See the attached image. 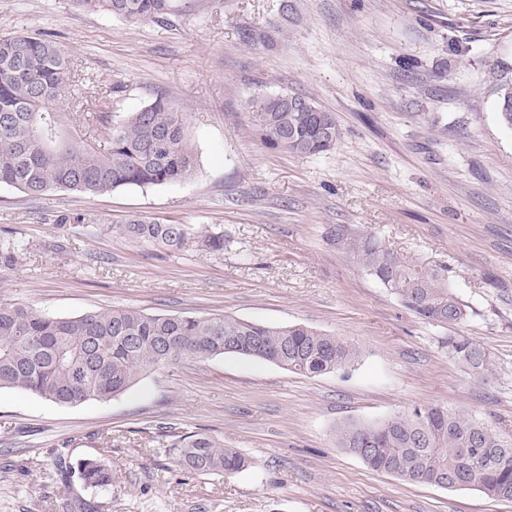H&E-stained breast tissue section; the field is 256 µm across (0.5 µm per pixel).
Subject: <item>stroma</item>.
Here are the masks:
<instances>
[{"label":"stroma","instance_id":"1","mask_svg":"<svg viewBox=\"0 0 512 512\" xmlns=\"http://www.w3.org/2000/svg\"><path fill=\"white\" fill-rule=\"evenodd\" d=\"M57 42L83 98L109 91L113 119L170 100L198 158L181 183L32 198L0 185V239L28 247L0 265V302L57 317L107 307L304 323L360 347L357 365L301 376L234 355L180 361L106 402L60 406L0 391V512H512L471 489L409 484L338 448L343 422L414 405L512 426V0H175L131 24L70 0H0V37ZM332 112L341 136L316 156L260 139L266 97ZM224 235L162 251L112 233L134 216ZM375 235L448 268L469 307L429 324L335 240ZM489 352L469 375L451 334ZM205 431L251 461L233 476L181 471L163 427ZM104 457L112 485L62 479L58 455Z\"/></svg>","mask_w":512,"mask_h":512}]
</instances>
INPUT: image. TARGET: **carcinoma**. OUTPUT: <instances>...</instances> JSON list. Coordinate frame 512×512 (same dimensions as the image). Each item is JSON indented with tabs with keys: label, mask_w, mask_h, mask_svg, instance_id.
<instances>
[{
	"label": "carcinoma",
	"mask_w": 512,
	"mask_h": 512,
	"mask_svg": "<svg viewBox=\"0 0 512 512\" xmlns=\"http://www.w3.org/2000/svg\"><path fill=\"white\" fill-rule=\"evenodd\" d=\"M80 10L131 23L157 21L171 0H71ZM72 61L49 39L0 38V184L33 197L55 191L101 195L129 186L181 183L195 170L180 113L165 99L128 114L107 129L108 146L98 149L69 139L65 115L53 103L67 93ZM269 97L263 104L262 141L291 153L314 156L336 144L333 113L307 97ZM116 231L151 246L178 250L196 239L204 250L224 251V233L201 234L190 224H166L135 216ZM362 267L417 317L460 326L468 306L448 284L443 268L391 252L373 236L358 241L336 231ZM18 240L0 242V264L24 260ZM259 359L290 372L317 376L352 367L360 349L350 339L302 324L274 326L227 314L211 316L145 313L132 307L89 310L58 318L18 303L0 302V390L31 393L61 406L108 401L152 370L182 360L204 361L226 354ZM448 355L471 375L494 372L489 353L465 336L448 337ZM336 445L371 469L408 483L432 485L447 473L449 489H473L512 501V433H503L463 410L418 405L386 420L348 421L336 427ZM169 448L184 471L232 475L249 466L237 449L206 433L170 434ZM90 488L112 485V468L88 458L63 470Z\"/></svg>",
	"instance_id": "cac0c4a2"
}]
</instances>
